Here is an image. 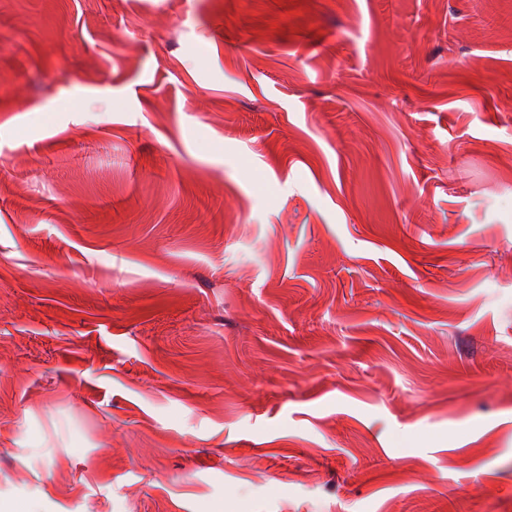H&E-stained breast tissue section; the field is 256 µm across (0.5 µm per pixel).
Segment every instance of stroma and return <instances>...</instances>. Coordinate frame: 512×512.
<instances>
[{"mask_svg":"<svg viewBox=\"0 0 512 512\" xmlns=\"http://www.w3.org/2000/svg\"><path fill=\"white\" fill-rule=\"evenodd\" d=\"M512 512V0H0V507Z\"/></svg>","mask_w":512,"mask_h":512,"instance_id":"obj_1","label":"stroma"}]
</instances>
